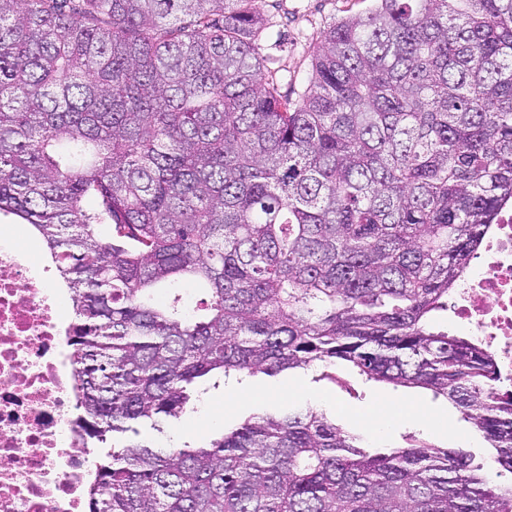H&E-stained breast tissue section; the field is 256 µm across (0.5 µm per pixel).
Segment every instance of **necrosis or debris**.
<instances>
[{
  "label": "necrosis or debris",
  "mask_w": 512,
  "mask_h": 512,
  "mask_svg": "<svg viewBox=\"0 0 512 512\" xmlns=\"http://www.w3.org/2000/svg\"><path fill=\"white\" fill-rule=\"evenodd\" d=\"M0 227V512H83L98 482L80 430L78 354L50 267L34 270ZM451 324L496 354L512 384V206H502L450 305Z\"/></svg>",
  "instance_id": "1"
}]
</instances>
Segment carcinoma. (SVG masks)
<instances>
[{
	"mask_svg": "<svg viewBox=\"0 0 512 512\" xmlns=\"http://www.w3.org/2000/svg\"><path fill=\"white\" fill-rule=\"evenodd\" d=\"M373 2L283 92L265 0H0V214L70 292L82 430L112 440L90 512H512V387L431 320L512 201V0ZM338 363L444 396L483 451L312 408L141 436ZM20 225L21 227H23L24 229H26L28 235H29V240L25 237H22V238H19L20 241L23 243V245L26 247L27 251L32 255L34 256L35 258H39V257H42V256H45L46 258H48L47 256H49L48 254V251H47V248L45 247V245L43 244L41 238L39 237V235H37L30 227V225L28 224H18ZM49 259V258H48ZM50 261V264L52 266V269L54 271V275H55V282L59 285V288H63L61 285H60V278H59V275H58V272L55 268V265L51 262V260L49 259ZM63 292L65 293V305H64V317L69 320L70 322L74 320V314H73V308H72V304H71V301L69 299V294L66 290V288H63Z\"/></svg>",
	"mask_w": 512,
	"mask_h": 512,
	"instance_id": "cac0c4a2",
	"label": "carcinoma"
}]
</instances>
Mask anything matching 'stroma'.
<instances>
[{
	"label": "stroma",
	"mask_w": 512,
	"mask_h": 512,
	"mask_svg": "<svg viewBox=\"0 0 512 512\" xmlns=\"http://www.w3.org/2000/svg\"><path fill=\"white\" fill-rule=\"evenodd\" d=\"M262 36V54L268 69L277 71L285 88H305L311 76L313 46L323 30L336 20L367 12L372 0H274ZM355 394L327 381H315L313 370H296L275 377L257 375L240 384L212 392L198 402L190 415L173 422L161 434L169 447L201 445L216 430L233 426L253 412L314 407L325 410L337 425L362 434L378 448L403 446V436L415 433L431 443L450 448H473L479 439L459 411L445 398L423 389L393 387L386 383L354 379ZM399 402V416L380 425L384 399ZM428 412L431 422L419 419Z\"/></svg>",
	"instance_id": "35a3bbf8"
}]
</instances>
